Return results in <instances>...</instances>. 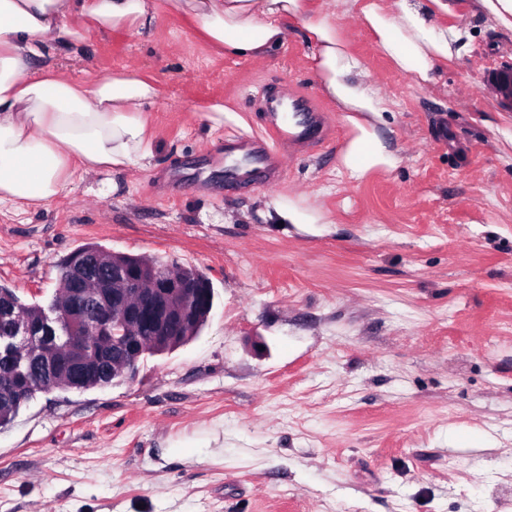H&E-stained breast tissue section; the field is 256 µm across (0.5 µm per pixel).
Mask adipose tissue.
<instances>
[{"label":"adipose tissue","mask_w":512,"mask_h":512,"mask_svg":"<svg viewBox=\"0 0 512 512\" xmlns=\"http://www.w3.org/2000/svg\"><path fill=\"white\" fill-rule=\"evenodd\" d=\"M225 55L266 58L287 41L288 24L308 35L323 93L346 115L353 135L341 155L349 177L392 167L395 159L376 127L388 103L369 83L330 13L309 0H171ZM358 17L381 52L412 82L433 81L437 64L453 61L467 36L456 25L454 0H334ZM84 18L100 29L138 30L155 19L147 0H0V201L46 205L68 186L72 163L96 176L152 165L143 106L157 89L125 71L88 83L53 65L56 56L84 59L85 34L70 28Z\"/></svg>","instance_id":"adipose-tissue-1"}]
</instances>
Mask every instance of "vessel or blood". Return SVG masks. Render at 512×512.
Instances as JSON below:
<instances>
[{"instance_id": "1", "label": "vessel or blood", "mask_w": 512, "mask_h": 512, "mask_svg": "<svg viewBox=\"0 0 512 512\" xmlns=\"http://www.w3.org/2000/svg\"><path fill=\"white\" fill-rule=\"evenodd\" d=\"M270 111L263 133H234L224 138V186L228 189L272 185L284 170L286 157L328 146L330 118L313 98L295 93L288 97L264 95Z\"/></svg>"}]
</instances>
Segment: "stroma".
<instances>
[{
    "label": "stroma",
    "instance_id": "obj_1",
    "mask_svg": "<svg viewBox=\"0 0 512 512\" xmlns=\"http://www.w3.org/2000/svg\"><path fill=\"white\" fill-rule=\"evenodd\" d=\"M458 3L469 37L424 86L341 21L393 103L395 165L358 181L302 28L259 62L220 54L166 0L140 32L89 30L82 76L131 69L158 89L153 166L0 202V284L48 305L57 261L95 243L197 267L214 307L134 382L21 408L0 429V512H512V111L486 76L512 63V32ZM263 87L322 103L335 147L230 194L224 135L261 129ZM216 102L237 116L220 130L203 117ZM275 200L321 221L270 223Z\"/></svg>",
    "mask_w": 512,
    "mask_h": 512
}]
</instances>
